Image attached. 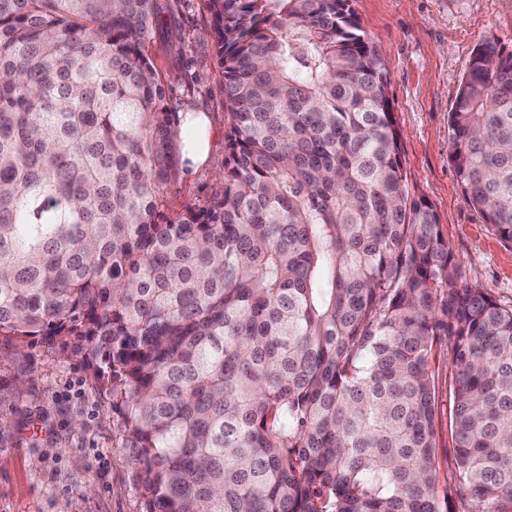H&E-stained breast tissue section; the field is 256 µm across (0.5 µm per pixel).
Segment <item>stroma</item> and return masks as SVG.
<instances>
[{"mask_svg":"<svg viewBox=\"0 0 512 512\" xmlns=\"http://www.w3.org/2000/svg\"><path fill=\"white\" fill-rule=\"evenodd\" d=\"M149 52L173 112L211 118L208 165L178 177L173 210L204 205L224 167V71L210 49L206 0H170ZM363 30L385 64L388 95L401 131L400 158L411 198L427 200L465 281L512 305V242L498 237L461 192L450 159L448 114L466 64L484 40L512 51V0H353ZM0 512H140L124 424L98 391L85 361L38 337L15 355L0 341ZM436 410L440 446L450 443L451 356L440 348Z\"/></svg>","mask_w":512,"mask_h":512,"instance_id":"1","label":"stroma"}]
</instances>
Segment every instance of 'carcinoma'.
I'll return each instance as SVG.
<instances>
[{
	"instance_id": "carcinoma-1",
	"label": "carcinoma",
	"mask_w": 512,
	"mask_h": 512,
	"mask_svg": "<svg viewBox=\"0 0 512 512\" xmlns=\"http://www.w3.org/2000/svg\"><path fill=\"white\" fill-rule=\"evenodd\" d=\"M220 185L174 213L161 0H0V340L101 353L140 512H512V306L412 199L350 0H207ZM459 187L512 241V52L448 114ZM433 366L436 369V410L438 418V440L439 448L449 447L450 430L448 417L451 413L453 403L448 391V368L451 366V355L447 345L442 346L436 354Z\"/></svg>"
}]
</instances>
